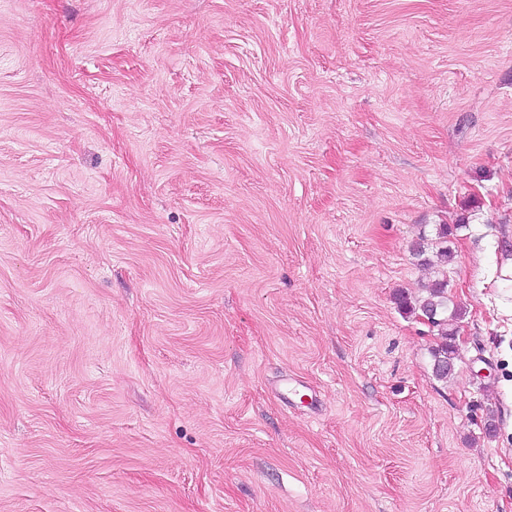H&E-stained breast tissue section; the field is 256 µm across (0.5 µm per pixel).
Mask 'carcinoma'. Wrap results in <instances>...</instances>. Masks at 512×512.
Masks as SVG:
<instances>
[{
    "label": "carcinoma",
    "instance_id": "cac0c4a2",
    "mask_svg": "<svg viewBox=\"0 0 512 512\" xmlns=\"http://www.w3.org/2000/svg\"><path fill=\"white\" fill-rule=\"evenodd\" d=\"M451 258V252L448 249V229H443L439 233L436 242V266L437 278L425 286L424 295L411 298L402 293L398 296V305L401 309L410 315L418 317L433 316L431 325L438 328L439 335L443 342L433 352V373L439 380L448 378L450 365L453 364L456 350L454 346L448 343V337L455 335V329L448 328V260Z\"/></svg>",
    "mask_w": 512,
    "mask_h": 512
}]
</instances>
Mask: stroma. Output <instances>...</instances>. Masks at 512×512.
Here are the masks:
<instances>
[{"label": "stroma", "mask_w": 512, "mask_h": 512, "mask_svg": "<svg viewBox=\"0 0 512 512\" xmlns=\"http://www.w3.org/2000/svg\"><path fill=\"white\" fill-rule=\"evenodd\" d=\"M0 512H512V0H0ZM436 241V266L441 267L437 271V278L425 286L424 295L411 298L401 293L397 300L401 309L410 315L418 317L433 316L431 325L437 327L443 342L433 352V373L439 380H446L450 372V365L453 364L456 350L451 343H448V336L455 335V328L448 329V260L451 252L448 249V226H446Z\"/></svg>", "instance_id": "1"}]
</instances>
